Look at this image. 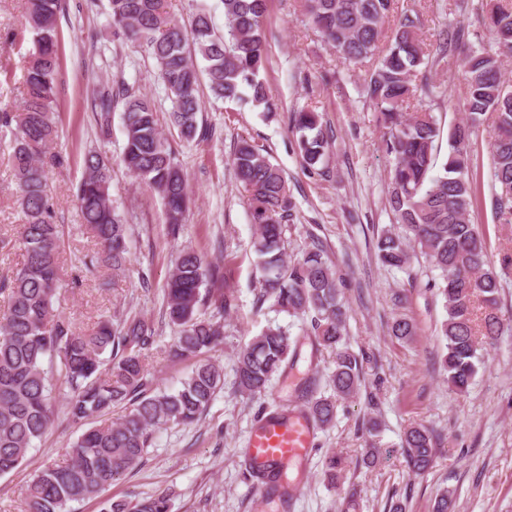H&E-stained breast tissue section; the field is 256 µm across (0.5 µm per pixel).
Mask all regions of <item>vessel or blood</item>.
<instances>
[{
  "mask_svg": "<svg viewBox=\"0 0 512 512\" xmlns=\"http://www.w3.org/2000/svg\"><path fill=\"white\" fill-rule=\"evenodd\" d=\"M313 442L314 429L300 415H269L253 425L248 454L259 471L284 476L309 456Z\"/></svg>",
  "mask_w": 512,
  "mask_h": 512,
  "instance_id": "obj_1",
  "label": "vessel or blood"
}]
</instances>
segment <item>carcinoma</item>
<instances>
[{
  "mask_svg": "<svg viewBox=\"0 0 512 512\" xmlns=\"http://www.w3.org/2000/svg\"><path fill=\"white\" fill-rule=\"evenodd\" d=\"M63 0H28L20 28L11 43H31L23 75V101L12 112L0 107V127L12 134L11 163L24 217L18 238L23 261L5 285L7 316L0 320V475L17 468L32 443L52 423V380L70 390L68 420L81 429L66 458L42 469L23 492V512H67L69 503L100 497L117 477L143 462L155 429L197 420L224 386L223 370L210 361L198 362L174 390L153 388L145 352L156 330L137 314L101 319L85 330L54 313L57 290L78 288L83 279L61 266L65 225L57 223L47 190V173L66 165L56 151V90L59 69L58 16ZM325 43L343 63L365 68L363 92L380 112L383 150L391 162L387 201L396 222L405 227L400 238L386 231L376 242L380 260L391 267L409 261L416 247L441 271L437 292L447 317L441 325L445 340L442 365L448 387L463 392L480 362L478 336L512 337V316L499 309L505 272L489 264L484 241L470 212L476 201L470 178V141L493 117L487 149L493 187V208L502 224H512V200L501 189H512V87L504 62L512 59V0H490L484 25L489 46L474 49L461 31L429 48L422 39L425 19L413 10L395 12L396 0H299ZM224 31L211 12L201 8L189 26L171 20L163 0H108L115 34L145 48L172 102L170 125L185 141L199 132L200 71L193 55L205 62L209 91L220 100L242 102L274 111L270 89L260 77L265 61L263 19L267 0H221ZM457 53L464 61L466 121L448 129V155L439 159L440 127L432 106L440 97L429 78L413 83L421 67L447 63ZM123 103L124 167L161 199L168 233L176 238L186 221L189 187L176 151L159 128L155 103L127 85L117 93H101L96 122L109 131L114 99ZM300 133L304 167L313 172L322 163L329 139L322 118L313 110L294 114ZM236 178L248 196L256 226L255 251L262 277L259 302L307 321L306 335L330 350L334 368L327 378L333 394L325 396L311 377L302 389L304 415L320 428L332 425L336 403L355 395L361 386V365L347 341L348 309L341 296V275L314 247L297 261L287 259L284 224L291 209L282 171L248 140L233 153ZM84 176L75 197L85 230L96 249L83 261L86 271L106 267L121 271L128 262L127 225L109 193L111 163L107 154L89 149ZM219 267L193 248L180 251L164 288V318L175 336L166 350L171 360L198 357L224 342L221 318L233 298L220 294L207 302L201 288L222 280ZM209 304L203 317L199 309ZM299 337L269 324L237 353L236 383L248 396L264 393L273 378L298 354ZM129 406L118 421L107 419L112 408ZM434 431L411 426L402 438V456L409 470L426 473L438 453ZM328 483L342 489L351 506L356 489L341 488V461L326 460ZM102 512H170L169 494L108 499Z\"/></svg>",
  "mask_w": 512,
  "mask_h": 512,
  "instance_id": "1",
  "label": "carcinoma"
}]
</instances>
